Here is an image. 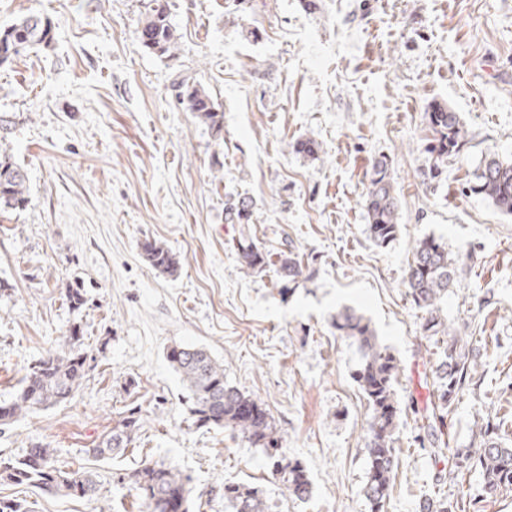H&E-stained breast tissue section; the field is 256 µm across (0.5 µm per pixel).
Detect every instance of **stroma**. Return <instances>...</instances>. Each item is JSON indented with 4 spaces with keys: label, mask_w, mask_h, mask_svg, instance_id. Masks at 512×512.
<instances>
[{
    "label": "stroma",
    "mask_w": 512,
    "mask_h": 512,
    "mask_svg": "<svg viewBox=\"0 0 512 512\" xmlns=\"http://www.w3.org/2000/svg\"><path fill=\"white\" fill-rule=\"evenodd\" d=\"M149 0H0V26L27 13L55 24L51 48L0 66V113L15 117L16 159L29 202L0 223V400L71 329L88 375L65 403L0 425V456L32 444L58 465L96 466L100 496L68 499L0 485L30 512H141L126 473L163 461L191 476L192 512H224L228 480L262 489L271 512H370L364 496L368 402L351 373L358 352L332 316L367 318L396 358V478L384 512H421L446 499L456 512H512V493L483 494L477 470L449 480L421 424L438 343L424 335L404 279L412 247L442 241L461 273L443 302L450 334L478 358L443 438L468 446L488 414L512 434V216L469 190L482 157L512 158V0H171L180 51L145 52L136 26ZM260 30L258 40L242 28ZM200 82L224 111L222 140L177 105L176 76ZM458 112L469 143L448 179L424 182L426 111ZM302 137L318 160L293 153ZM387 157L400 231L386 247L366 233L362 197L374 160ZM255 204L248 224L224 221V202ZM247 236L270 261L242 269ZM178 259L156 271L140 244ZM308 277L284 286L279 256ZM87 302L69 307L66 289ZM206 349L225 381L262 403L313 494L287 498L261 449L230 429L197 427L166 358ZM143 426L124 457L93 463L88 448L120 413Z\"/></svg>",
    "instance_id": "35a3bbf8"
}]
</instances>
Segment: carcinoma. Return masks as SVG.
<instances>
[{"label": "carcinoma", "instance_id": "1", "mask_svg": "<svg viewBox=\"0 0 512 512\" xmlns=\"http://www.w3.org/2000/svg\"><path fill=\"white\" fill-rule=\"evenodd\" d=\"M152 6L141 18L137 39L148 53L174 59L179 53V35L172 24L168 0H150ZM51 19L28 14L15 23L0 27V65L13 61L26 51L49 48L54 43ZM176 97L184 108L206 125L212 135L221 138L224 112L199 83L183 79L177 82ZM431 137L424 152L431 158L423 180H442L448 157L457 156L468 144L467 130L458 113L444 104L434 103L426 112ZM15 122L8 113L0 114V219L20 211L28 203V175L14 159L9 139ZM293 152L309 160L319 159V144L308 137L295 141ZM471 190L491 201L503 214L512 215V159L486 155L476 168ZM366 232L378 247L393 242L399 231V200L392 184L387 158L371 166L368 186L363 195ZM253 215V203L246 197L224 202V223L247 224ZM146 260L156 270L172 275L179 262L175 255L156 241L142 244ZM237 253L242 268L248 272L262 268L265 257L248 237L238 239ZM404 285L414 306L422 312L421 328L428 336L448 333L442 302L456 283L458 265L448 255L446 246L433 237L419 240L412 250ZM308 266L288 253L281 260V277L295 283ZM332 325L341 336L357 344L362 360L353 372V380L364 393L371 408L366 444L367 481L364 495L371 512H383L393 489L395 467V431L398 407L394 385L398 375L396 358L380 345L370 323L356 310L344 307L336 312ZM81 337L73 330L66 337L62 351L49 353L31 365L24 384L8 400L0 402V424H7L28 413L57 405L70 399L87 376L86 357L76 350ZM167 359L188 391L189 412L201 427L229 428L254 448L266 454L273 472L287 495L305 501L312 495V482L301 462L288 458L270 414L262 404L244 395L224 381V365L207 350L193 346H175ZM476 355L469 341L451 336L443 342L432 374L433 420L423 429L435 436L441 431L447 412L470 379ZM142 426L139 410L119 416L94 447L87 450L97 461L112 460L126 454ZM479 445L457 448L448 474L473 467L483 476L486 495L495 497L512 492V439L491 430L479 429ZM137 490L145 512H190L191 477L178 468L163 463L145 462L127 474ZM0 482L28 485L77 499L99 495L96 472L89 467L66 469L57 465L55 450L35 444L19 458L0 457ZM262 490L242 482L224 483V512H269Z\"/></svg>", "mask_w": 512, "mask_h": 512}]
</instances>
